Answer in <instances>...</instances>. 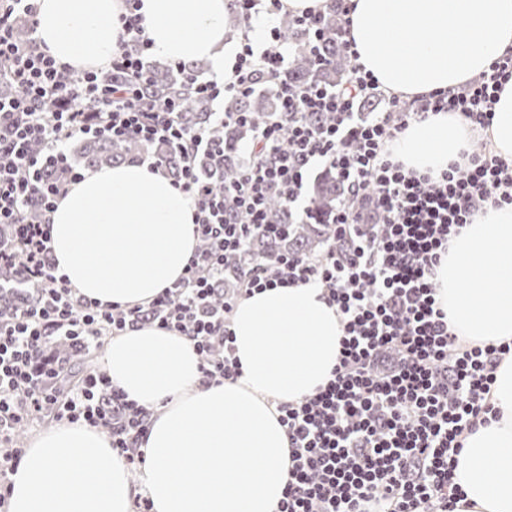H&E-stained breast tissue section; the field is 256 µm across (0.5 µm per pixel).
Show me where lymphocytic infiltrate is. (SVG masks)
<instances>
[{"label": "lymphocytic infiltrate", "instance_id": "lymphocytic-infiltrate-1", "mask_svg": "<svg viewBox=\"0 0 512 512\" xmlns=\"http://www.w3.org/2000/svg\"><path fill=\"white\" fill-rule=\"evenodd\" d=\"M139 2L124 0L107 84L97 71L59 63L40 46L37 0H0V82L14 86L0 97V225L11 231L0 243V268L14 284L39 287L37 297L0 311V508L23 456L15 429L45 412L108 432L128 467L144 461L139 442L149 410L101 372L68 384L60 345L91 350L101 337L145 325L174 330L192 342L202 384H221L241 375L229 329L241 297L313 282L337 308L345 335L326 385L277 406L292 467L276 512H455L464 498L452 483L455 457L465 432L493 411L496 370L512 356V341L460 342L438 306L434 277L451 238L478 212L512 206V160L486 143L498 93L512 80V56L459 88L407 101L385 93L357 64L350 5L336 0V43L350 64L341 84L294 83L274 27L265 44L241 42L230 78L203 79L176 63L212 112L210 126L191 128L177 99L158 104L143 91L151 43ZM263 83L273 87L278 109L256 130L238 177L214 192L194 162L216 150V128L240 120L225 111V100L250 96ZM370 98L383 110L362 111ZM49 100L55 111H45ZM442 112L469 126L481 149L436 174L393 159L392 142ZM98 134L167 142L185 158L173 184L194 201L198 244L183 276L144 305L99 306L57 273L51 214L82 178L66 146ZM317 164L343 188L332 224L345 250L277 256L242 273L236 292L217 297L227 256L269 230V196L286 203L288 223H314L303 189Z\"/></svg>", "mask_w": 512, "mask_h": 512}]
</instances>
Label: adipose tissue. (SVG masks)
<instances>
[{
    "mask_svg": "<svg viewBox=\"0 0 512 512\" xmlns=\"http://www.w3.org/2000/svg\"><path fill=\"white\" fill-rule=\"evenodd\" d=\"M38 4V37L55 57L77 68L110 63L122 0ZM140 13L158 57L204 60L231 76L232 0H141ZM349 18L359 64L406 100L460 87L512 55V0H351ZM489 136L496 154L512 159V81L498 94ZM469 141L464 124L441 114L410 127L394 152L407 167L438 171ZM193 213L192 199L147 165L88 170L51 215L58 271L100 305L147 303L192 257ZM435 281L458 336L512 339V207L487 209L462 228ZM231 331L242 375L209 386L178 332L147 325L110 340L109 377L151 412L140 484L107 434L61 424L25 448L9 512H131L141 492L152 512H275L291 467L276 406L326 383L343 322L323 288L308 283L241 299ZM492 401L499 419L468 432L456 457L459 512H512V359L497 368Z\"/></svg>",
    "mask_w": 512,
    "mask_h": 512,
    "instance_id": "obj_1",
    "label": "adipose tissue"
}]
</instances>
